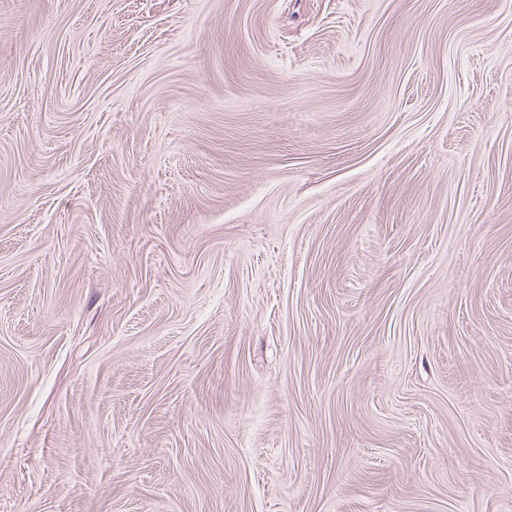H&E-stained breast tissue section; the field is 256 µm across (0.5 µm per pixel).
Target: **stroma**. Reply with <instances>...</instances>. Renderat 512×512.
<instances>
[{
	"mask_svg": "<svg viewBox=\"0 0 512 512\" xmlns=\"http://www.w3.org/2000/svg\"><path fill=\"white\" fill-rule=\"evenodd\" d=\"M0 512H512V0H0Z\"/></svg>",
	"mask_w": 512,
	"mask_h": 512,
	"instance_id": "35a3bbf8",
	"label": "stroma"
}]
</instances>
